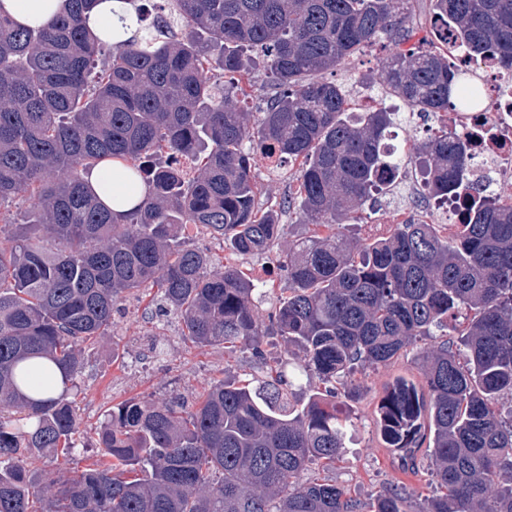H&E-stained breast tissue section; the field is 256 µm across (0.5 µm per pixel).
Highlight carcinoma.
<instances>
[{
  "label": "carcinoma",
  "instance_id": "1",
  "mask_svg": "<svg viewBox=\"0 0 512 512\" xmlns=\"http://www.w3.org/2000/svg\"><path fill=\"white\" fill-rule=\"evenodd\" d=\"M66 2L46 28L0 3V206L32 203L25 224L0 211L11 227L0 232V512H512V197L474 188L453 229L410 216L369 242L336 230L389 193L406 159L431 199L466 180L460 135L407 153L389 143L399 108L382 101L350 121L351 90L331 79L364 49L407 40L409 0H145L139 37L115 44L83 23L92 0ZM433 2L437 43L387 58L385 96L419 113L480 106L449 54L511 72L512 0ZM259 66L275 88L253 123L233 89ZM105 160L142 187L126 213L88 185ZM260 161L300 162L297 197L258 208ZM285 209L314 230L280 261L288 287L263 324L254 279L214 267L190 232L265 253ZM154 287L185 341L247 344L263 362L270 332L324 391L300 407L269 367L214 383L192 410L129 398L108 411L78 477L38 467L75 448L85 349L109 335L128 294ZM451 323L457 342L437 340ZM427 339L423 381L386 385L378 427L403 469L430 449L437 490L419 508L399 487L366 507L305 476L342 456L336 397L357 388L353 374Z\"/></svg>",
  "mask_w": 512,
  "mask_h": 512
}]
</instances>
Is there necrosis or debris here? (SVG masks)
Listing matches in <instances>:
<instances>
[{
	"mask_svg": "<svg viewBox=\"0 0 512 512\" xmlns=\"http://www.w3.org/2000/svg\"><path fill=\"white\" fill-rule=\"evenodd\" d=\"M453 61L478 80L492 111L415 113L411 121L434 132L445 128L468 136L469 180L484 186L485 196L492 197L499 186L512 185V74L462 51L454 53Z\"/></svg>",
	"mask_w": 512,
	"mask_h": 512,
	"instance_id": "necrosis-or-debris-1",
	"label": "necrosis or debris"
}]
</instances>
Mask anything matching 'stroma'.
<instances>
[{
	"label": "stroma",
	"instance_id": "obj_1",
	"mask_svg": "<svg viewBox=\"0 0 512 512\" xmlns=\"http://www.w3.org/2000/svg\"><path fill=\"white\" fill-rule=\"evenodd\" d=\"M388 54V49L380 46L366 50L337 67L335 78L351 89L379 93L380 74ZM296 234V227L286 228L274 251L245 257L232 256L221 240L204 230L197 233L193 243L210 251L218 263L232 260L255 273L270 259L286 254ZM262 348L265 358L260 361L244 346L231 353L220 345L189 346L182 339L181 323L175 315H160L144 293L129 296L114 313L109 336L85 354L79 396L80 446L71 453L69 469L78 472L87 465L96 451L97 430L112 405L131 397L163 401L176 396L193 404L195 396L212 382L261 375L263 361L286 356L280 337H263ZM397 373L420 378L416 352H409L392 366L359 374V387L343 406L349 426L342 459L327 471L317 466L311 469L313 475L335 481L365 504L396 485L404 487L417 504L434 489L427 449H420L414 469L405 471L379 436L377 407L383 385Z\"/></svg>",
	"mask_w": 512,
	"mask_h": 512
}]
</instances>
